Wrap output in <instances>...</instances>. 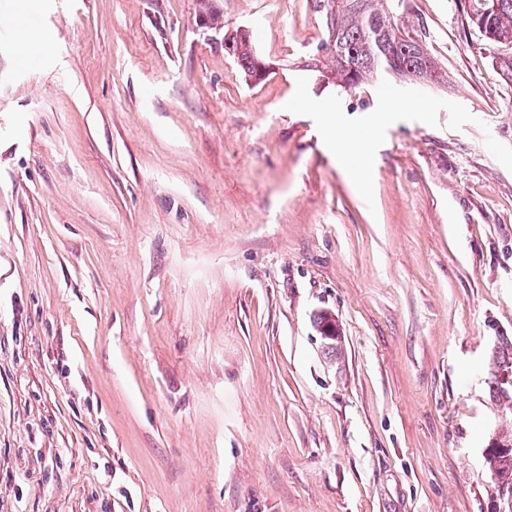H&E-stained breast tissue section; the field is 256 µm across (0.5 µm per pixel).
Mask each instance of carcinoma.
<instances>
[{"instance_id": "obj_1", "label": "carcinoma", "mask_w": 512, "mask_h": 512, "mask_svg": "<svg viewBox=\"0 0 512 512\" xmlns=\"http://www.w3.org/2000/svg\"><path fill=\"white\" fill-rule=\"evenodd\" d=\"M466 23L487 41L512 45V0H455ZM328 40L323 44V77L347 93H361L381 77L428 86L448 84V72L428 52L419 25L399 23L408 11L406 0H326ZM198 12L216 30L224 15L215 0H199ZM224 52L250 78H255L257 54L247 29L224 34ZM512 372V338L502 337L489 356V391L493 401L512 410V383L501 381ZM497 440L506 447L485 449L484 461L496 481L512 487V423L500 426Z\"/></svg>"}]
</instances>
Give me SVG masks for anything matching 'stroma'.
Returning <instances> with one entry per match:
<instances>
[{
  "label": "stroma",
  "mask_w": 512,
  "mask_h": 512,
  "mask_svg": "<svg viewBox=\"0 0 512 512\" xmlns=\"http://www.w3.org/2000/svg\"><path fill=\"white\" fill-rule=\"evenodd\" d=\"M408 3L447 87L360 96L319 0H216L258 83L198 0H0V512H490L512 45ZM224 52L232 57L246 76L255 79L257 54L253 46V35L247 29H236L224 34ZM375 127H367L361 137L355 136L351 144L339 142L334 139L336 153L340 156L346 172L358 180L365 164L366 151L371 139L374 137Z\"/></svg>",
  "instance_id": "stroma-1"
}]
</instances>
